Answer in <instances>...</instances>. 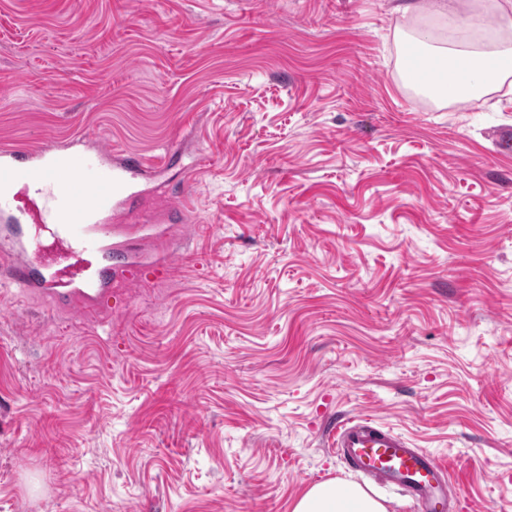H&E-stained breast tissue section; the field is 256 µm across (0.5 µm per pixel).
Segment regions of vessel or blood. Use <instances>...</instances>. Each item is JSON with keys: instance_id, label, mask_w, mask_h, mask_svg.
<instances>
[{"instance_id": "b4317fda", "label": "vessel or blood", "mask_w": 512, "mask_h": 512, "mask_svg": "<svg viewBox=\"0 0 512 512\" xmlns=\"http://www.w3.org/2000/svg\"><path fill=\"white\" fill-rule=\"evenodd\" d=\"M160 168L136 153L66 145L0 148V276L48 295L72 311L97 305L137 271L129 242L151 224H165L183 207L168 200L153 213L149 199L162 185ZM80 257V274L63 277L45 263L46 239ZM336 452L354 472L399 487L418 512H455L448 463L413 447L374 419L354 415L336 427Z\"/></svg>"}]
</instances>
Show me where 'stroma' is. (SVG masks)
<instances>
[{"instance_id":"stroma-1","label":"stroma","mask_w":512,"mask_h":512,"mask_svg":"<svg viewBox=\"0 0 512 512\" xmlns=\"http://www.w3.org/2000/svg\"><path fill=\"white\" fill-rule=\"evenodd\" d=\"M0 0V144L164 163L172 253L70 314L0 280V512H289L359 413L512 512V91H408L419 0ZM201 169L193 183L184 172Z\"/></svg>"}]
</instances>
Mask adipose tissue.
<instances>
[{
    "mask_svg": "<svg viewBox=\"0 0 512 512\" xmlns=\"http://www.w3.org/2000/svg\"><path fill=\"white\" fill-rule=\"evenodd\" d=\"M426 54L443 60L446 89L442 98L448 102L489 94L512 76V41L508 39L479 46L462 37L442 50L428 48ZM291 512H388V508L357 484L341 486L328 480L302 493Z\"/></svg>",
    "mask_w": 512,
    "mask_h": 512,
    "instance_id": "1",
    "label": "adipose tissue"
}]
</instances>
